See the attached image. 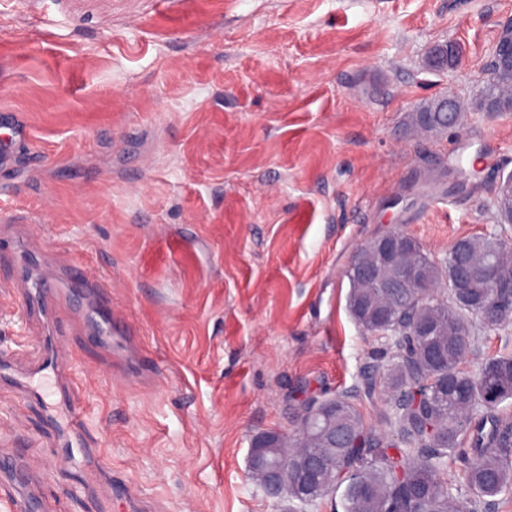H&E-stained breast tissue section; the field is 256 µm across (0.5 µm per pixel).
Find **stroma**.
I'll return each mask as SVG.
<instances>
[{
    "mask_svg": "<svg viewBox=\"0 0 512 512\" xmlns=\"http://www.w3.org/2000/svg\"><path fill=\"white\" fill-rule=\"evenodd\" d=\"M512 0H0V113L26 135L0 167L10 227L44 271L88 260L112 279L132 333L71 338L72 399L109 486L59 468L44 401L0 384V421L24 412L31 487L48 512H284L250 478L256 436L294 435L313 400L345 395L393 443L382 390L390 348L350 316L347 276L398 229L431 259L496 232L512 173V114L457 127L411 117L480 91ZM455 43L458 66L429 65ZM477 158L458 184L451 165ZM0 258V345L35 363L43 324L17 309ZM512 354V325L479 332L463 366Z\"/></svg>",
    "mask_w": 512,
    "mask_h": 512,
    "instance_id": "1",
    "label": "stroma"
}]
</instances>
